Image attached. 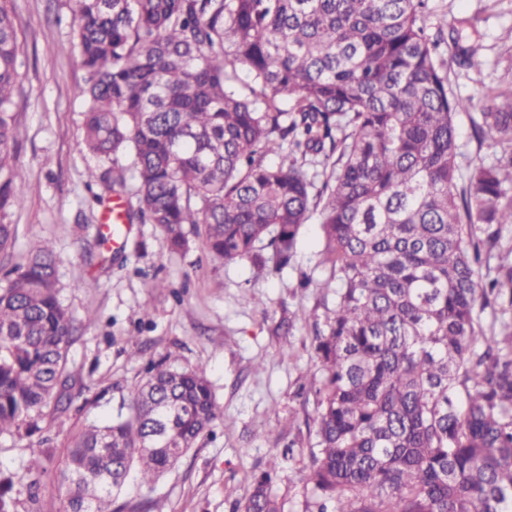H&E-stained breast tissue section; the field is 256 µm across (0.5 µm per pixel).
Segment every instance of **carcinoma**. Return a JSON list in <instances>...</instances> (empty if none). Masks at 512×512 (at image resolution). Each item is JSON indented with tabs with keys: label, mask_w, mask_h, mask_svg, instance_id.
I'll use <instances>...</instances> for the list:
<instances>
[{
	"label": "carcinoma",
	"mask_w": 512,
	"mask_h": 512,
	"mask_svg": "<svg viewBox=\"0 0 512 512\" xmlns=\"http://www.w3.org/2000/svg\"><path fill=\"white\" fill-rule=\"evenodd\" d=\"M86 71L83 143L112 167L90 180L170 250L198 238L218 264L280 270L319 211L336 307L307 483L333 512H512V267L484 257L512 224V86L487 87L473 126L493 159L462 177L442 34L426 0H68ZM21 44L0 0V266L28 192L12 162ZM282 163H266L271 155ZM133 157L131 167L120 163ZM45 243L0 284V439L45 430L74 379L76 319ZM129 414L87 421L63 451V512H125L132 469L156 482L224 421L205 367L146 365ZM41 455L26 466L40 502ZM277 467L241 512H278Z\"/></svg>",
	"instance_id": "1"
}]
</instances>
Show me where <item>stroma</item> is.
<instances>
[{
    "instance_id": "obj_1",
    "label": "stroma",
    "mask_w": 512,
    "mask_h": 512,
    "mask_svg": "<svg viewBox=\"0 0 512 512\" xmlns=\"http://www.w3.org/2000/svg\"><path fill=\"white\" fill-rule=\"evenodd\" d=\"M14 7L22 54L13 163L29 192L8 217L17 226L13 254L48 241L61 256L59 301L80 323L69 367L83 392L67 415L48 422L45 436L1 442L0 475L23 471L34 449L48 451L46 466L55 469L76 425L129 404L148 361L203 364L223 422L155 485L131 483L121 497L126 512L156 500L163 512H234L274 457L281 512H318L304 479L320 378L314 346L336 306L318 216L302 227L288 266L259 279L250 263L216 264L198 246L172 252L155 225L136 219L111 248L98 249L112 198L88 178L102 161L81 149L86 72L66 50L72 14L67 0H14ZM428 9L433 25L448 31L464 22L480 33L481 70L459 67L454 45L445 47L454 95L512 83V42L503 38L512 0H428ZM136 348L141 357L130 358Z\"/></svg>"
}]
</instances>
